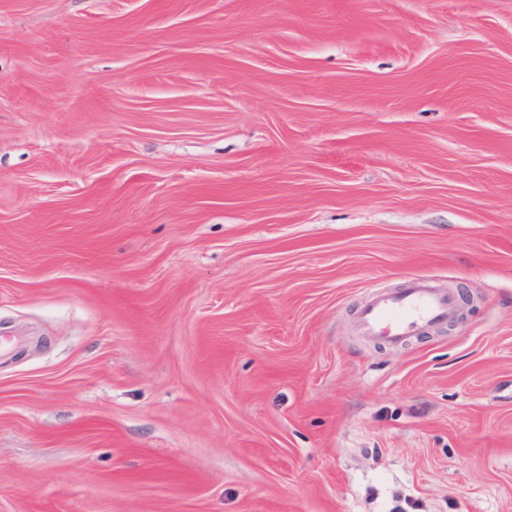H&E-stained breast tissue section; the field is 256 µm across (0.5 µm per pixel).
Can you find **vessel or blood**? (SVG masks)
Returning <instances> with one entry per match:
<instances>
[{"mask_svg": "<svg viewBox=\"0 0 512 512\" xmlns=\"http://www.w3.org/2000/svg\"><path fill=\"white\" fill-rule=\"evenodd\" d=\"M457 313L456 300L449 290L414 277L400 291H374L356 312L354 322L363 338L396 347L415 333L455 319Z\"/></svg>", "mask_w": 512, "mask_h": 512, "instance_id": "vessel-or-blood-1", "label": "vessel or blood"}]
</instances>
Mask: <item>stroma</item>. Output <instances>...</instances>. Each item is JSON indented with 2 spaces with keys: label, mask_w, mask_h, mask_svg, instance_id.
<instances>
[{
  "label": "stroma",
  "mask_w": 512,
  "mask_h": 512,
  "mask_svg": "<svg viewBox=\"0 0 512 512\" xmlns=\"http://www.w3.org/2000/svg\"><path fill=\"white\" fill-rule=\"evenodd\" d=\"M0 336V512H512V0H0ZM457 313L449 290L431 280L412 277L400 291H374L356 312L354 322L363 338L396 347L417 332L455 319Z\"/></svg>",
  "instance_id": "35a3bbf8"
}]
</instances>
